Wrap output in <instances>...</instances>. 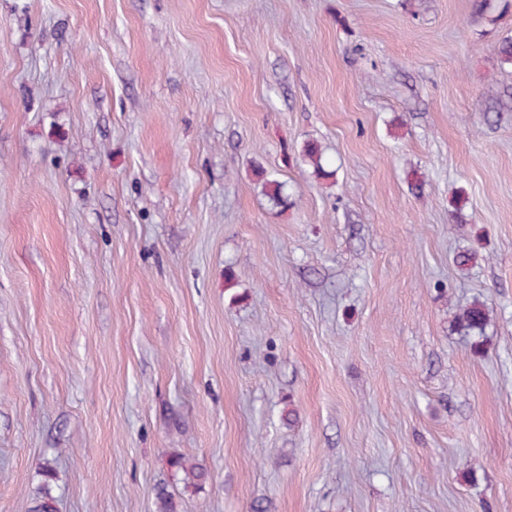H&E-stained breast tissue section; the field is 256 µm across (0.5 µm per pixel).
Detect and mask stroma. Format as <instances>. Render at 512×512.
Returning a JSON list of instances; mask_svg holds the SVG:
<instances>
[{"label":"stroma","mask_w":512,"mask_h":512,"mask_svg":"<svg viewBox=\"0 0 512 512\" xmlns=\"http://www.w3.org/2000/svg\"><path fill=\"white\" fill-rule=\"evenodd\" d=\"M506 36L471 0H0V512L49 462L58 512H512ZM455 323L460 332L465 334H482L487 324L484 304L474 302L462 309L455 317ZM168 466L174 471V475L183 473V481L186 487L198 486L205 478V470L198 462H189L184 456L171 457L168 460Z\"/></svg>","instance_id":"obj_1"}]
</instances>
